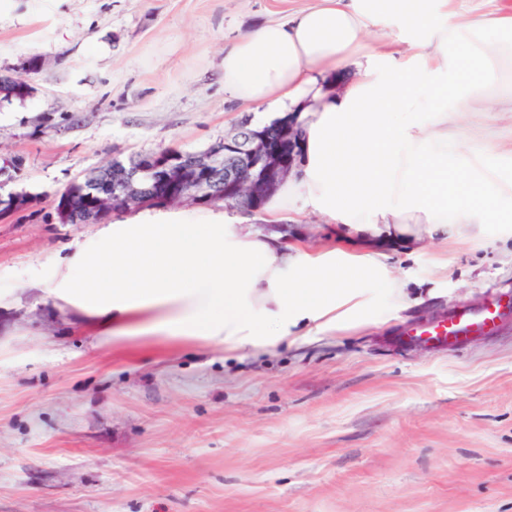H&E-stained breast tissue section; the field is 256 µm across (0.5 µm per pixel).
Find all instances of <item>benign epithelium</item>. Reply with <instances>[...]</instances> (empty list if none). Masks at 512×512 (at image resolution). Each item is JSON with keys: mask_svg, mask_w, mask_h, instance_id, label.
<instances>
[{"mask_svg": "<svg viewBox=\"0 0 512 512\" xmlns=\"http://www.w3.org/2000/svg\"><path fill=\"white\" fill-rule=\"evenodd\" d=\"M298 145L294 118H283L271 128H255L244 117L236 136L210 146L201 156L163 151L143 158L134 169L118 165L103 176L97 170L83 175L82 184L96 191L94 202L88 203L83 194L76 196L64 216L97 223L141 199L190 198L253 210L290 175Z\"/></svg>", "mask_w": 512, "mask_h": 512, "instance_id": "benign-epithelium-1", "label": "benign epithelium"}]
</instances>
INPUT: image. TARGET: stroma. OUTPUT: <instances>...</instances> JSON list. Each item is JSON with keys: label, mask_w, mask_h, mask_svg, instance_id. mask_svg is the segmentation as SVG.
Returning <instances> with one entry per match:
<instances>
[{"label": "stroma", "mask_w": 512, "mask_h": 512, "mask_svg": "<svg viewBox=\"0 0 512 512\" xmlns=\"http://www.w3.org/2000/svg\"><path fill=\"white\" fill-rule=\"evenodd\" d=\"M308 0H0V512H512V321L447 352L402 326L512 302V219L420 252L341 236L316 215L291 245L379 256L368 323L249 352L110 336L43 288L101 224L60 194L112 160L222 141L248 106L224 45ZM37 73L26 74L30 57ZM471 145L512 179V112H474Z\"/></svg>", "instance_id": "stroma-1"}]
</instances>
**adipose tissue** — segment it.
Wrapping results in <instances>:
<instances>
[{
	"mask_svg": "<svg viewBox=\"0 0 512 512\" xmlns=\"http://www.w3.org/2000/svg\"><path fill=\"white\" fill-rule=\"evenodd\" d=\"M452 0H311L224 47V89L256 126L294 113L301 158L265 204L271 232L224 214H147L104 228L93 258L49 284L113 333L264 347L301 325L365 318L363 285L409 299L373 253L290 247L277 224L308 210L362 239L422 245L459 226L498 224L512 184L471 180L474 100L502 108L512 71V11L462 15Z\"/></svg>",
	"mask_w": 512,
	"mask_h": 512,
	"instance_id": "adipose-tissue-1",
	"label": "adipose tissue"
}]
</instances>
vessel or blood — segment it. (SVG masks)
Wrapping results in <instances>:
<instances>
[{"mask_svg":"<svg viewBox=\"0 0 512 512\" xmlns=\"http://www.w3.org/2000/svg\"><path fill=\"white\" fill-rule=\"evenodd\" d=\"M506 310V304L498 300L478 310H454L433 323L408 324L398 331L395 343L406 347L419 341L434 351H445L464 345L474 337L495 333Z\"/></svg>","mask_w":512,"mask_h":512,"instance_id":"vessel-or-blood-1","label":"vessel or blood"}]
</instances>
